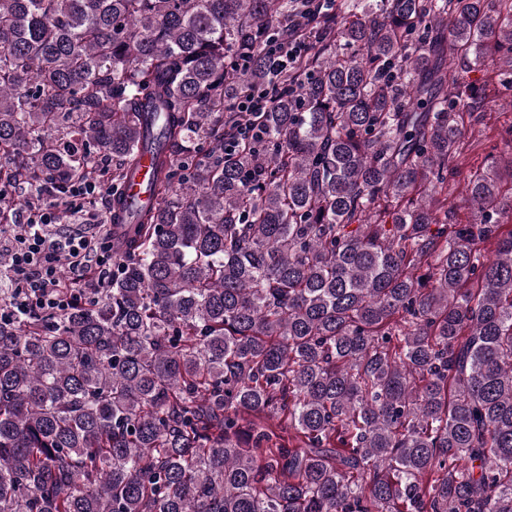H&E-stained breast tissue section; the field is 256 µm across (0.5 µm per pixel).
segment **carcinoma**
Listing matches in <instances>:
<instances>
[{"label":"carcinoma","mask_w":512,"mask_h":512,"mask_svg":"<svg viewBox=\"0 0 512 512\" xmlns=\"http://www.w3.org/2000/svg\"><path fill=\"white\" fill-rule=\"evenodd\" d=\"M303 9L0 0V184L34 203L112 160L117 252L99 293L0 316V512H512L511 137L472 222L448 209L512 0L333 3L275 77ZM250 83L279 97L226 155ZM305 22H298L292 27H288V32L280 34L270 46L265 50L268 63L271 68L278 71L288 69L293 66V63L297 59L307 55L316 46L312 37L315 40H323L322 34L310 32V36H306L303 30V24ZM306 24V23H305ZM151 153L150 150L142 153L141 167L138 173L133 179H127L123 186V196L127 197L128 201L135 206H139L140 202L147 200V194L143 193V188L152 177Z\"/></svg>","instance_id":"cac0c4a2"}]
</instances>
